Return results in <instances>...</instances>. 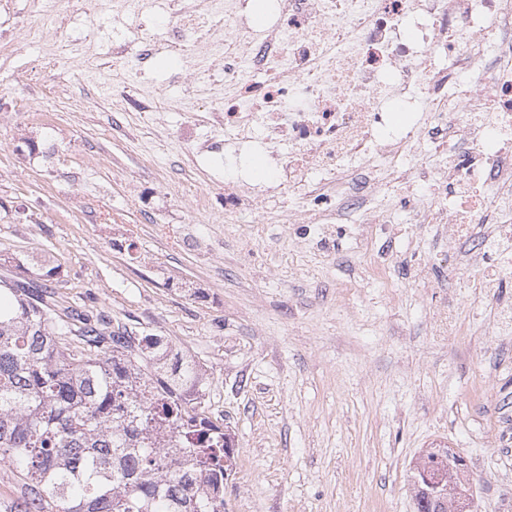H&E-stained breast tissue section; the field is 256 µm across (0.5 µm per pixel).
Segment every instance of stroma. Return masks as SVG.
<instances>
[{
    "mask_svg": "<svg viewBox=\"0 0 512 512\" xmlns=\"http://www.w3.org/2000/svg\"><path fill=\"white\" fill-rule=\"evenodd\" d=\"M109 43L112 23L63 26L39 0H0V280L49 286L59 309L146 328L191 355L209 417L232 433L226 512H417L410 472L461 451L471 512H512V335H481L466 302L435 333L441 289L400 262L367 282L345 251H296L278 225L251 249L224 220V165L169 151L25 39Z\"/></svg>",
    "mask_w": 512,
    "mask_h": 512,
    "instance_id": "35a3bbf8",
    "label": "stroma"
}]
</instances>
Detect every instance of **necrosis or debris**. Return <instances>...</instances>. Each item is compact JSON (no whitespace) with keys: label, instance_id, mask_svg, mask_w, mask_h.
Here are the masks:
<instances>
[{"label":"necrosis or debris","instance_id":"obj_1","mask_svg":"<svg viewBox=\"0 0 512 512\" xmlns=\"http://www.w3.org/2000/svg\"><path fill=\"white\" fill-rule=\"evenodd\" d=\"M83 23L103 12L112 85L144 112L208 105L188 150L224 151V217L284 224L293 246L328 251L341 235L363 249L365 275L398 263L399 237L429 240L412 285L448 268V301L431 319L456 323L470 297L497 301L512 281V0H46ZM164 53L184 78L126 83ZM407 120H394L396 111ZM262 154L271 181L244 161Z\"/></svg>","mask_w":512,"mask_h":512}]
</instances>
